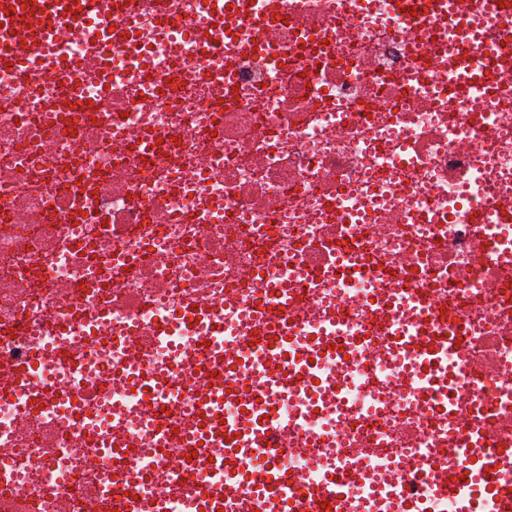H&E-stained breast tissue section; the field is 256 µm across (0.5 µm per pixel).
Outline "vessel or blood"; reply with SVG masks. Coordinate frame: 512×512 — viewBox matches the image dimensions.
I'll list each match as a JSON object with an SVG mask.
<instances>
[{
	"mask_svg": "<svg viewBox=\"0 0 512 512\" xmlns=\"http://www.w3.org/2000/svg\"><path fill=\"white\" fill-rule=\"evenodd\" d=\"M82 0H0V49L5 50L15 42L36 43L47 37L50 24L68 13L77 11ZM269 350L276 375L291 373L308 375L312 366L306 357H299L289 350L287 337L276 336ZM224 404L223 391H210L198 400L202 415V432L205 446L198 449L206 479L195 487L197 512H227L234 498L240 479H247L257 498L270 512H296V503L288 494L290 479L275 463L276 449H262L266 465L261 469L246 467L252 453L251 445L265 436L267 407L262 403L246 402L239 422L225 424L219 413ZM507 460L497 449H483L477 458L457 456L437 472V479L446 494H454L458 479L477 483L485 500L493 505V512H512V482L503 481ZM351 477L340 471L321 479L312 487L311 497L318 503L329 504L331 512H338L340 499ZM119 512H167L166 497L125 496L117 505Z\"/></svg>",
	"mask_w": 512,
	"mask_h": 512,
	"instance_id": "vessel-or-blood-1",
	"label": "vessel or blood"
}]
</instances>
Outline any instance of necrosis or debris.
Masks as SVG:
<instances>
[{"label":"necrosis or debris","mask_w":512,"mask_h":512,"mask_svg":"<svg viewBox=\"0 0 512 512\" xmlns=\"http://www.w3.org/2000/svg\"><path fill=\"white\" fill-rule=\"evenodd\" d=\"M216 25L215 41L190 31ZM476 47L459 59L460 32ZM512 6L88 0L0 65V512H192L197 401L242 365L289 476L346 512H461L431 473L512 456ZM96 118L64 112L67 84ZM312 339L323 394L259 336ZM433 344L422 361L417 347ZM125 454L112 452L121 439ZM352 481V477L345 471H338L336 475L326 476L321 479L317 486L309 485L311 489V498L319 503V512H337L340 507V499L347 485ZM306 488V489H307ZM328 501L324 509L320 504ZM330 506V510L326 511V507ZM136 495H139L140 501L135 500ZM167 502L164 496L148 497L135 491L126 495L122 502L112 503V509L119 512H166Z\"/></svg>","instance_id":"obj_1"}]
</instances>
